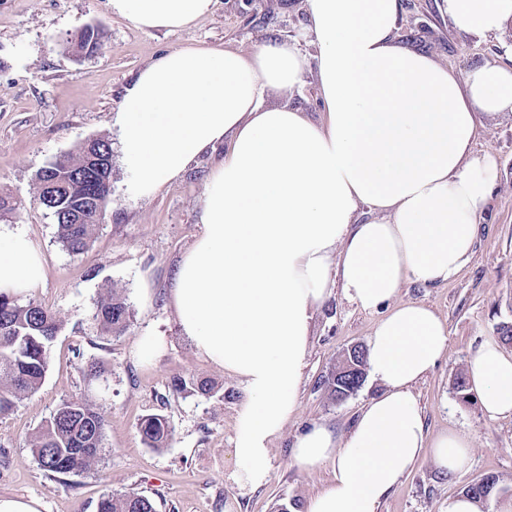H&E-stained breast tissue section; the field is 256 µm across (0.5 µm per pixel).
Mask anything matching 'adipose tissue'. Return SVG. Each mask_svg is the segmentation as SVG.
I'll use <instances>...</instances> for the list:
<instances>
[{"label": "adipose tissue", "instance_id": "ef3b65f1", "mask_svg": "<svg viewBox=\"0 0 512 512\" xmlns=\"http://www.w3.org/2000/svg\"><path fill=\"white\" fill-rule=\"evenodd\" d=\"M459 32L512 28V0H446ZM143 29L181 30L215 0H109ZM317 48L307 59L287 41L246 51L185 46L142 68L116 122L132 193L152 197L201 156L210 169L202 229L181 255L169 290L182 336L240 380L246 400L232 439L234 478L268 481L270 446L297 405L315 312L333 288L361 309L386 308L367 350L380 393L344 436L316 425L293 455L309 470L332 459L331 483L306 512H379L424 446L452 474L470 462L467 438L427 439L413 387L447 344L428 305L398 302L401 288L437 286L468 263L496 175L477 154L479 116L512 112V66L482 64L465 78L399 44L397 0H305ZM316 67L322 123L288 96ZM373 217L358 223L360 206ZM41 250L0 225V291L45 279ZM470 387L491 418L512 413V356L493 342L470 360Z\"/></svg>", "mask_w": 512, "mask_h": 512}]
</instances>
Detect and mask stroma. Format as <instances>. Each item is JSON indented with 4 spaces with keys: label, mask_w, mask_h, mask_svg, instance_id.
Returning a JSON list of instances; mask_svg holds the SVG:
<instances>
[{
    "label": "stroma",
    "mask_w": 512,
    "mask_h": 512,
    "mask_svg": "<svg viewBox=\"0 0 512 512\" xmlns=\"http://www.w3.org/2000/svg\"><path fill=\"white\" fill-rule=\"evenodd\" d=\"M304 0H216L211 14L192 27L142 30L114 15L109 0H0V194L18 201L6 225L25 231L41 248L46 279L22 293L54 314L59 332L47 354L40 389L0 417V496L37 500L39 512H98L106 494L142 493L157 512H305L307 501L334 477L332 462L310 471L293 458L297 436L314 423L345 434L380 391L365 379L344 400H331L325 381L342 351L368 344L382 317L366 312L334 289L315 315L297 407L273 441L269 479L256 490L233 476L232 437L245 392L240 381L199 356L182 336L169 299L177 263L201 230L200 209L216 148L154 196L132 195L123 163L116 115L139 70L186 46L246 50L270 39L295 40L308 55ZM102 29L101 45L75 57L74 42L89 26ZM397 32L404 45L432 55L458 77L486 62L512 61V35L486 39L453 28L444 0H400ZM112 144V191L97 235L81 254L67 252L54 221L35 203V178L51 161L77 154L87 140ZM476 153L497 164L489 205L478 226L473 255L441 286L411 285L399 301L422 302L445 322L446 349L414 389L428 436L453 430L469 437L466 470L443 473L431 449L383 500L380 512H444L449 497L485 476L498 480L479 512H497L512 498V414L488 418L474 391L457 390L471 357L498 341L500 324L512 323V117L481 120ZM122 293L133 312L125 334L104 333L93 318L98 302ZM156 333L166 348L150 360L137 353L141 336ZM103 378L85 377L88 362ZM204 379L215 393H175L173 377ZM65 399H84L108 425L98 462L70 477L47 476L30 439ZM164 416L172 428L165 447L146 445L139 423Z\"/></svg>",
    "instance_id": "35a3bbf8"
}]
</instances>
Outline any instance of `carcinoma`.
Wrapping results in <instances>:
<instances>
[{"label": "carcinoma", "instance_id": "carcinoma-1", "mask_svg": "<svg viewBox=\"0 0 512 512\" xmlns=\"http://www.w3.org/2000/svg\"><path fill=\"white\" fill-rule=\"evenodd\" d=\"M100 45V30H84L75 51L91 55ZM75 168L51 162L37 172L35 201L57 224L58 240L71 254L82 253L94 238L111 192L112 145L95 138L83 144L77 157L69 158ZM103 332L120 336L131 320L125 297L114 291L102 299L93 315ZM59 324L48 310L31 302L21 304L17 295L0 293V416L9 414L18 401L41 386L49 346ZM177 393L187 390L209 394L213 386L181 377L171 381ZM107 426L106 417L92 405L64 400L31 440L38 465L52 477L81 474L97 462ZM139 431L146 444L163 448L172 430L159 414L141 419ZM497 479L487 477L485 487L466 486L463 494L477 503L495 490ZM98 512H156L154 501L139 493L106 495Z\"/></svg>", "mask_w": 512, "mask_h": 512}]
</instances>
